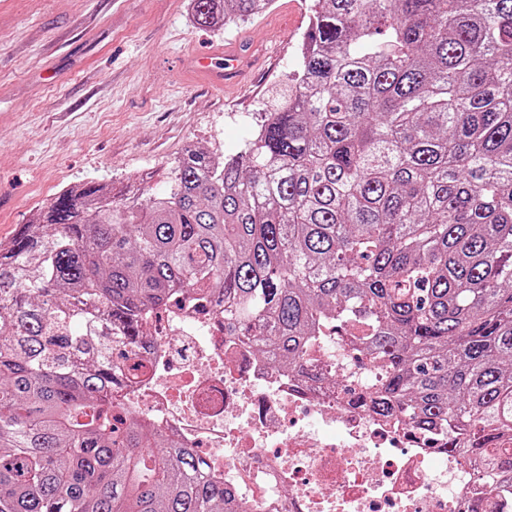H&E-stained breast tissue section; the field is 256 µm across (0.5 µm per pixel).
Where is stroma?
Here are the masks:
<instances>
[{"mask_svg": "<svg viewBox=\"0 0 512 512\" xmlns=\"http://www.w3.org/2000/svg\"><path fill=\"white\" fill-rule=\"evenodd\" d=\"M310 4L205 28L190 0H0V242L60 191L142 178L159 194L186 147L240 151L297 67ZM241 41L237 86L210 91L193 57Z\"/></svg>", "mask_w": 512, "mask_h": 512, "instance_id": "obj_1", "label": "stroma"}]
</instances>
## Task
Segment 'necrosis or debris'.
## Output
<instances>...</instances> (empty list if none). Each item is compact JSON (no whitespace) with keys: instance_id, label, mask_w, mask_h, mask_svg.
Returning <instances> with one entry per match:
<instances>
[{"instance_id":"obj_1","label":"necrosis or debris","mask_w":512,"mask_h":512,"mask_svg":"<svg viewBox=\"0 0 512 512\" xmlns=\"http://www.w3.org/2000/svg\"><path fill=\"white\" fill-rule=\"evenodd\" d=\"M139 377L124 408L169 441L204 454L240 512H512L475 466L395 418L348 401L328 383L305 388L226 336L197 303L145 326Z\"/></svg>"}]
</instances>
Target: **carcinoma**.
Returning <instances> with one entry per match:
<instances>
[{
	"instance_id": "1",
	"label": "carcinoma",
	"mask_w": 512,
	"mask_h": 512,
	"mask_svg": "<svg viewBox=\"0 0 512 512\" xmlns=\"http://www.w3.org/2000/svg\"><path fill=\"white\" fill-rule=\"evenodd\" d=\"M171 174L158 196L63 190L0 245V512H238L195 450L112 405L184 293L302 384L336 332L337 389L512 489V0H312L248 143Z\"/></svg>"
}]
</instances>
